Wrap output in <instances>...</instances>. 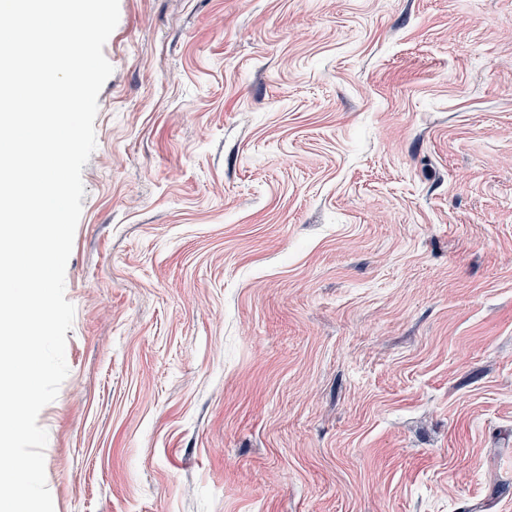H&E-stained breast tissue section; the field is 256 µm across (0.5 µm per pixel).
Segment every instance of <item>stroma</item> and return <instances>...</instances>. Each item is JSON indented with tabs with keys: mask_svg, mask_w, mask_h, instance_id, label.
Segmentation results:
<instances>
[{
	"mask_svg": "<svg viewBox=\"0 0 512 512\" xmlns=\"http://www.w3.org/2000/svg\"><path fill=\"white\" fill-rule=\"evenodd\" d=\"M103 53L54 512H512V0H119Z\"/></svg>",
	"mask_w": 512,
	"mask_h": 512,
	"instance_id": "35a3bbf8",
	"label": "stroma"
}]
</instances>
